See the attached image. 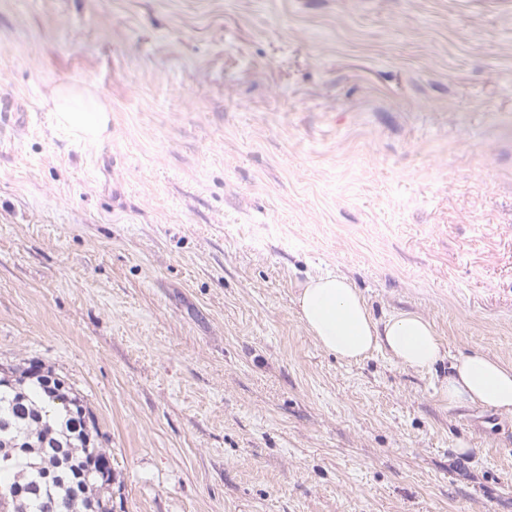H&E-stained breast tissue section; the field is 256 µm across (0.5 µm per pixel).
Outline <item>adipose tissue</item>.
<instances>
[{"instance_id":"adipose-tissue-1","label":"adipose tissue","mask_w":512,"mask_h":512,"mask_svg":"<svg viewBox=\"0 0 512 512\" xmlns=\"http://www.w3.org/2000/svg\"><path fill=\"white\" fill-rule=\"evenodd\" d=\"M58 125L83 141L107 136L112 110L86 83L63 81L50 92ZM297 314L318 346L348 363L384 349L398 365L429 371L446 351L433 326L421 315L400 312L377 321L357 288L340 275L305 283ZM445 393L449 404L491 409L512 418V364L482 351L449 365Z\"/></svg>"}]
</instances>
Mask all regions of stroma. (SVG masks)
Listing matches in <instances>:
<instances>
[{
    "instance_id": "stroma-1",
    "label": "stroma",
    "mask_w": 512,
    "mask_h": 512,
    "mask_svg": "<svg viewBox=\"0 0 512 512\" xmlns=\"http://www.w3.org/2000/svg\"><path fill=\"white\" fill-rule=\"evenodd\" d=\"M1 96L0 364L85 397L112 512H512V418L296 307L340 274L512 364V0H0ZM57 124L83 141H97L108 135L112 109L86 83L63 81L50 92Z\"/></svg>"
}]
</instances>
